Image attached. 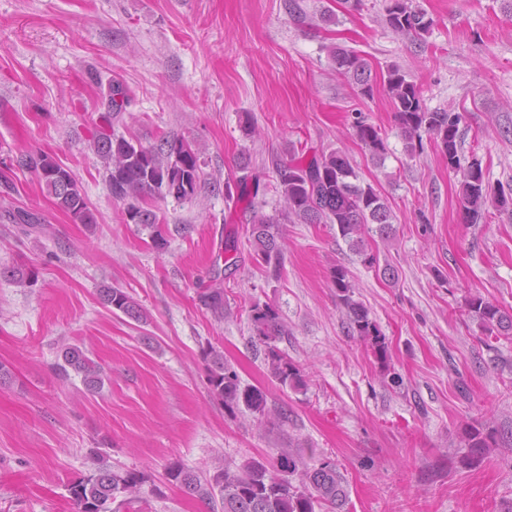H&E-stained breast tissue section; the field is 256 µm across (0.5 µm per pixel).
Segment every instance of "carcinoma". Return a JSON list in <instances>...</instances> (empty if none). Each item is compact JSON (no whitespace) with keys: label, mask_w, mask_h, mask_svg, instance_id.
I'll list each match as a JSON object with an SVG mask.
<instances>
[{"label":"carcinoma","mask_w":512,"mask_h":512,"mask_svg":"<svg viewBox=\"0 0 512 512\" xmlns=\"http://www.w3.org/2000/svg\"><path fill=\"white\" fill-rule=\"evenodd\" d=\"M385 22L393 34L415 43L424 41L434 26V19L418 0H390ZM323 50L336 70L347 77L363 97L372 96L377 76L364 58L335 43L323 46ZM383 84L393 104L407 155L412 157L423 149V135L426 134L448 161V168L462 171L459 196L468 222L476 224L484 218L485 207L489 204L501 210L512 206V193L489 184L479 159L473 158L465 166L461 164L457 144L462 122L460 113L428 109L417 85L407 80L397 67L388 69ZM104 100L105 112L99 116V131L92 138L90 148L103 164L112 197L126 205V214L132 223L152 230L151 240L155 248L162 250L168 240L156 212L146 206V198L192 199L201 179L199 153L180 139L164 137L159 144L146 148L115 135L112 126L124 122L127 112V90L114 81L104 93ZM353 127L371 160L383 164L387 144L377 127L368 123L360 112L354 117ZM15 162L17 167L35 177L53 198L55 206L73 223L88 227L95 224L81 183L52 155L26 152L17 156ZM239 170L243 172L242 176L224 181V199L246 203L254 250L265 264H279L285 247L281 225L296 219L302 224L336 225L342 239L363 265L375 270L386 281L394 283L398 280L397 269L389 264L379 266L377 255L367 244V239L375 234L382 239L394 236L392 210L372 185L363 183L346 155L338 151L309 155L305 149L298 155L296 150H291L289 160L275 165L280 209L272 215L252 202L260 178L251 170V162L241 158ZM6 217L20 226L24 234L48 231L47 225L33 212L9 211ZM233 249L234 245L227 244L215 255L212 286L200 295V302L219 318L224 317V280L237 269L236 262L225 257V253ZM330 281L346 310L351 332L377 358L387 362L385 336L370 318L367 308L354 299L355 284L349 271L342 265L333 267ZM100 299L104 306L121 312L134 322L146 320L143 307L119 288L102 289ZM465 306L488 335H512V313L479 294L469 295ZM252 323L258 340L268 349L272 376L283 387L304 386L301 370L274 346L276 340L288 335V328L278 311L268 304H256L252 309ZM60 351L63 374H68L71 369L82 377L87 390L100 389L102 367L88 356L86 348L63 341ZM206 359L209 360L211 393L229 412L233 413L243 405L257 420H262L266 415L264 392L257 387L241 386L237 372L224 362V354L215 348H209ZM494 431L495 428L488 424L483 430L478 427L464 430L463 447L468 449L462 458L464 464L470 465L482 458L484 449L490 447ZM167 480L209 505L221 504V512H315V508L323 506L329 512H344L349 498L346 478L335 463L323 461L308 468L292 448L280 449L274 462L251 459L234 469L226 467L208 477L175 463L167 469ZM147 482L148 477L143 472L115 471L101 465L92 476L71 483L68 491L79 512H112V503L117 501L124 505L140 498Z\"/></svg>","instance_id":"cac0c4a2"}]
</instances>
